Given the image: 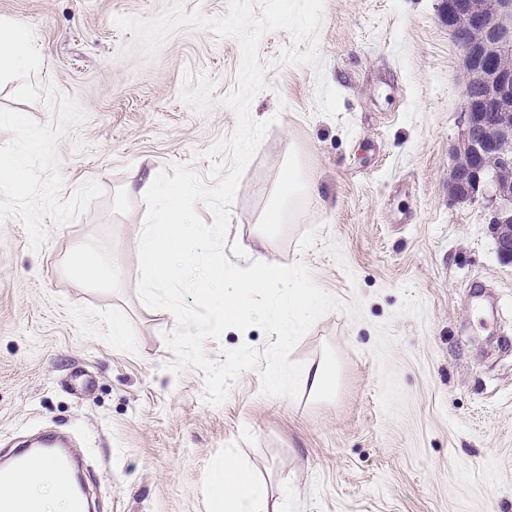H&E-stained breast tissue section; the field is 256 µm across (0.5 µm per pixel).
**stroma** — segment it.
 Returning a JSON list of instances; mask_svg holds the SVG:
<instances>
[{"label":"stroma","mask_w":512,"mask_h":512,"mask_svg":"<svg viewBox=\"0 0 512 512\" xmlns=\"http://www.w3.org/2000/svg\"><path fill=\"white\" fill-rule=\"evenodd\" d=\"M172 2L0 0V19L34 32L37 83L88 116L58 145L63 197L88 180L105 191L36 252L19 220L0 224V450L67 430L97 512H214L212 472L228 453L286 512H512V264L484 204L448 195L465 75L443 0H324L317 51L341 95L333 118L316 108L311 65L275 64L289 33L263 36L266 87L251 115L272 125L231 204L230 236L255 242L295 167L314 189L261 250L304 264L343 307L290 355L330 365L327 396H261L251 369L218 407L201 370H167L174 318L137 296L134 244L153 205L130 173H207L203 151L237 125L224 105L199 113L180 98L188 70L215 96L235 86V39L184 27L151 61L121 56L135 37L115 17ZM84 249L111 259V287L74 278L69 261ZM476 280L495 312L470 295ZM356 302L357 318L346 310Z\"/></svg>","instance_id":"35a3bbf8"}]
</instances>
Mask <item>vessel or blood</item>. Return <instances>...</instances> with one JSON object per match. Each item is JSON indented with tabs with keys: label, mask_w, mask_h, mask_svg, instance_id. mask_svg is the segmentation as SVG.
<instances>
[{
	"label": "vessel or blood",
	"mask_w": 512,
	"mask_h": 512,
	"mask_svg": "<svg viewBox=\"0 0 512 512\" xmlns=\"http://www.w3.org/2000/svg\"><path fill=\"white\" fill-rule=\"evenodd\" d=\"M72 461L58 436L46 434L17 450L11 461L0 467V483L15 488L14 497L0 501V512H38L36 502L24 493L26 486L45 467L69 468Z\"/></svg>",
	"instance_id": "obj_1"
}]
</instances>
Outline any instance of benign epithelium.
Returning a JSON list of instances; mask_svg holds the SVG:
<instances>
[{"label": "benign epithelium", "mask_w": 512, "mask_h": 512, "mask_svg": "<svg viewBox=\"0 0 512 512\" xmlns=\"http://www.w3.org/2000/svg\"><path fill=\"white\" fill-rule=\"evenodd\" d=\"M463 54L464 128L453 145L448 188L455 202L490 208L499 258L512 261V0H445Z\"/></svg>", "instance_id": "1"}]
</instances>
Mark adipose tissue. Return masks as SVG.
<instances>
[{"mask_svg":"<svg viewBox=\"0 0 512 512\" xmlns=\"http://www.w3.org/2000/svg\"><path fill=\"white\" fill-rule=\"evenodd\" d=\"M141 196L154 204V220L136 243L139 259L157 283H165L184 275L187 258L184 242L193 225L183 218V197L179 186L159 185L152 175L133 173ZM215 482L224 494L225 512H268V489L260 480L247 476L234 457H225L215 474ZM41 506V512H69V495L65 476L55 467H47L28 489Z\"/></svg>","mask_w":512,"mask_h":512,"instance_id":"obj_1","label":"adipose tissue"}]
</instances>
